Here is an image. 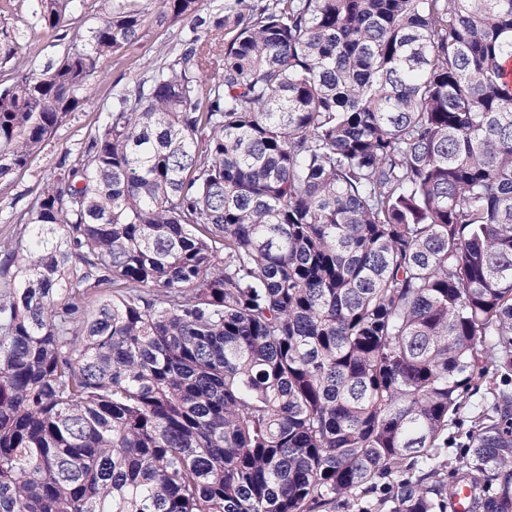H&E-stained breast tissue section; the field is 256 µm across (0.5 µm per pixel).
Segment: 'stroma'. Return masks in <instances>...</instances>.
Segmentation results:
<instances>
[{
	"label": "stroma",
	"mask_w": 512,
	"mask_h": 512,
	"mask_svg": "<svg viewBox=\"0 0 512 512\" xmlns=\"http://www.w3.org/2000/svg\"><path fill=\"white\" fill-rule=\"evenodd\" d=\"M0 0V43L15 46L18 56H31L36 67L59 58L75 36L86 34L99 16L89 11L75 15L71 25L58 31L33 30L34 19L29 7L31 0H14L12 8H5ZM231 0H202L199 11L201 22L191 25L178 22L158 26L146 24L136 49L122 57H108L101 63L97 78L83 90L82 111L73 113L48 139L40 153L27 167L16 172L10 185H0V237L12 231L15 216L31 202L38 185L56 169L66 157L74 156L82 141L94 132L99 113L112 88L134 85L148 70L160 61L164 50L183 49L194 38L209 34L214 20L224 16Z\"/></svg>",
	"instance_id": "stroma-1"
}]
</instances>
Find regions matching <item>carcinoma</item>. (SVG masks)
Listing matches in <instances>:
<instances>
[{
  "label": "carcinoma",
  "mask_w": 512,
  "mask_h": 512,
  "mask_svg": "<svg viewBox=\"0 0 512 512\" xmlns=\"http://www.w3.org/2000/svg\"><path fill=\"white\" fill-rule=\"evenodd\" d=\"M93 2L0 184L201 4ZM510 59L512 0H234L110 94L0 238V512H512Z\"/></svg>",
  "instance_id": "obj_1"
}]
</instances>
